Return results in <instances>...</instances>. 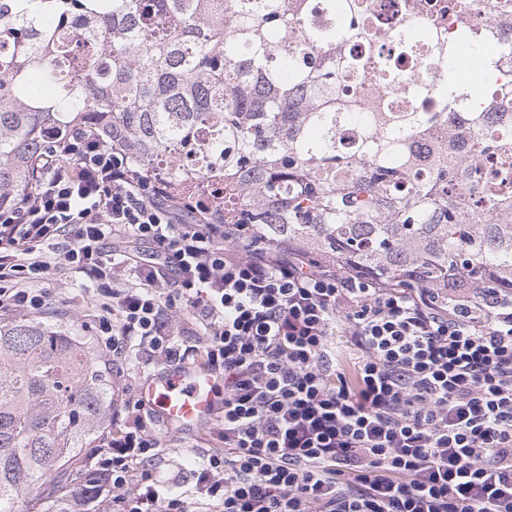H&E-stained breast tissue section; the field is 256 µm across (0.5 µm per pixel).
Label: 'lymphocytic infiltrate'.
I'll return each instance as SVG.
<instances>
[{
    "instance_id": "lymphocytic-infiltrate-1",
    "label": "lymphocytic infiltrate",
    "mask_w": 512,
    "mask_h": 512,
    "mask_svg": "<svg viewBox=\"0 0 512 512\" xmlns=\"http://www.w3.org/2000/svg\"><path fill=\"white\" fill-rule=\"evenodd\" d=\"M43 160L0 208V310L42 314L56 270L91 284L117 380L132 357L224 376V448L187 493L158 478L152 411L122 402L82 473L95 512H512V291L449 303L187 221L92 131Z\"/></svg>"
}]
</instances>
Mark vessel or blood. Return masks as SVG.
<instances>
[{
  "label": "vessel or blood",
  "mask_w": 512,
  "mask_h": 512,
  "mask_svg": "<svg viewBox=\"0 0 512 512\" xmlns=\"http://www.w3.org/2000/svg\"><path fill=\"white\" fill-rule=\"evenodd\" d=\"M218 376L201 365H184L150 376L140 398L168 430L193 434L209 423Z\"/></svg>",
  "instance_id": "b4317fda"
}]
</instances>
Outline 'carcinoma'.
<instances>
[{"mask_svg": "<svg viewBox=\"0 0 512 512\" xmlns=\"http://www.w3.org/2000/svg\"><path fill=\"white\" fill-rule=\"evenodd\" d=\"M425 0L385 38L368 0H0V203H20L51 136L95 129L188 206L389 286L512 289V113L450 111L457 67ZM437 78L400 84L415 27ZM487 95L485 36L461 27ZM373 63L393 99L356 97ZM349 128L357 142L341 137ZM432 144L427 158L416 141ZM106 359L82 336L0 324V512H74L61 477L108 425Z\"/></svg>", "mask_w": 512, "mask_h": 512, "instance_id": "1", "label": "carcinoma"}]
</instances>
